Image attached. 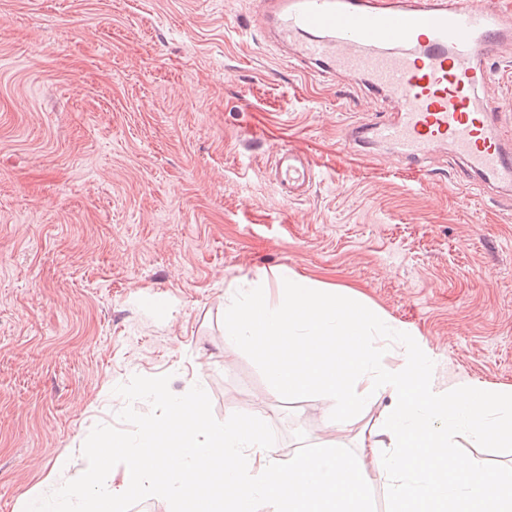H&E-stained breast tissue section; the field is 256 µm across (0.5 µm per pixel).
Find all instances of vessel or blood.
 Instances as JSON below:
<instances>
[{
	"label": "vessel or blood",
	"mask_w": 512,
	"mask_h": 512,
	"mask_svg": "<svg viewBox=\"0 0 512 512\" xmlns=\"http://www.w3.org/2000/svg\"><path fill=\"white\" fill-rule=\"evenodd\" d=\"M252 30L294 48L300 67L396 96L391 112L353 125L350 140L417 165L445 145L473 180L512 188V103L483 92L486 59L512 45V15L499 0H258ZM274 172L290 198L315 178L312 161L290 148Z\"/></svg>",
	"instance_id": "obj_1"
}]
</instances>
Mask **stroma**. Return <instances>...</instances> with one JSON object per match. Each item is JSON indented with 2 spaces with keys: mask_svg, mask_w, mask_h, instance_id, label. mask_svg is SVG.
<instances>
[{
  "mask_svg": "<svg viewBox=\"0 0 512 512\" xmlns=\"http://www.w3.org/2000/svg\"><path fill=\"white\" fill-rule=\"evenodd\" d=\"M255 0H0V512L66 480L116 386H205L281 457L324 438L318 397L266 392L224 334L229 289L287 268L358 291L441 379L512 386V193L437 148L411 166L347 128L392 94L308 73L249 34ZM290 146L306 196L272 179ZM274 172L276 181L289 198L305 195L315 178L312 161L290 148L279 151L274 161Z\"/></svg>",
  "mask_w": 512,
  "mask_h": 512,
  "instance_id": "stroma-1",
  "label": "stroma"
}]
</instances>
